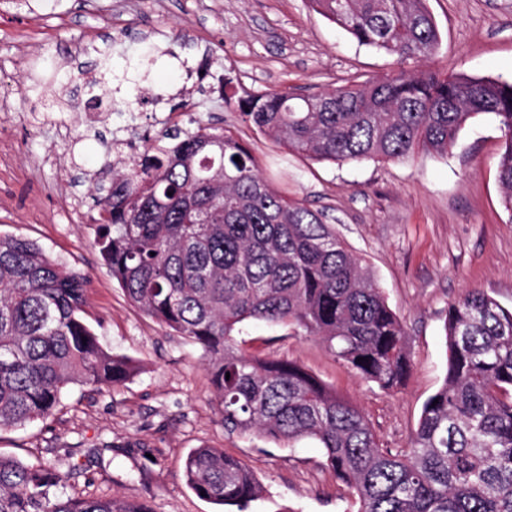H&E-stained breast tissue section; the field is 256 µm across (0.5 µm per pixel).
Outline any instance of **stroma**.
Returning a JSON list of instances; mask_svg holds the SVG:
<instances>
[{
	"instance_id": "stroma-1",
	"label": "stroma",
	"mask_w": 512,
	"mask_h": 512,
	"mask_svg": "<svg viewBox=\"0 0 512 512\" xmlns=\"http://www.w3.org/2000/svg\"><path fill=\"white\" fill-rule=\"evenodd\" d=\"M441 44L429 68L512 81V0H427ZM111 47L110 91L93 94L99 49ZM394 57L367 47L306 0H0V235L35 241L84 279L83 319L102 346L140 361L125 385L68 388L51 416L0 430V454L56 461L78 488L147 503L153 512H217L187 485L184 461L207 446L248 465L266 489L248 512H356L312 440L227 432L201 350L132 306L94 245L101 159L150 154L165 131L198 123L234 131L263 175L322 211L381 286L408 336L404 388L380 389L315 338L246 324L238 347L294 360L357 403L383 447H407L447 370L444 320L466 289L512 307V215L501 203L502 133L474 118L447 155L318 162L243 123L212 89L237 96L317 93L379 78ZM184 96L158 102L172 84Z\"/></svg>"
}]
</instances>
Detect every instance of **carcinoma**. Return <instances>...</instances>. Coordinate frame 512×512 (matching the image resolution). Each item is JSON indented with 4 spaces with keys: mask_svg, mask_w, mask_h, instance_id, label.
<instances>
[{
    "mask_svg": "<svg viewBox=\"0 0 512 512\" xmlns=\"http://www.w3.org/2000/svg\"><path fill=\"white\" fill-rule=\"evenodd\" d=\"M308 2L401 67L313 95L249 94L237 100L246 121L311 159L349 163L446 154L488 114L512 215V81L405 67L440 45L426 0ZM152 149L120 167L103 159L112 179L96 188V244L129 302L201 349L224 428L318 441L357 512H512V310L476 288L448 306L444 381L408 448H383L363 411L300 363L235 343L248 320L288 326L381 389L403 387L407 334L364 260L319 211L275 190L231 131L176 129ZM85 295L36 242L0 236V429L49 417L70 384L114 388L141 371L100 344L82 318ZM184 474L196 495L237 512L263 493L221 448L191 450ZM66 480L50 462L0 456V512H152L69 493Z\"/></svg>",
    "mask_w": 512,
    "mask_h": 512,
    "instance_id": "cac0c4a2",
    "label": "carcinoma"
}]
</instances>
